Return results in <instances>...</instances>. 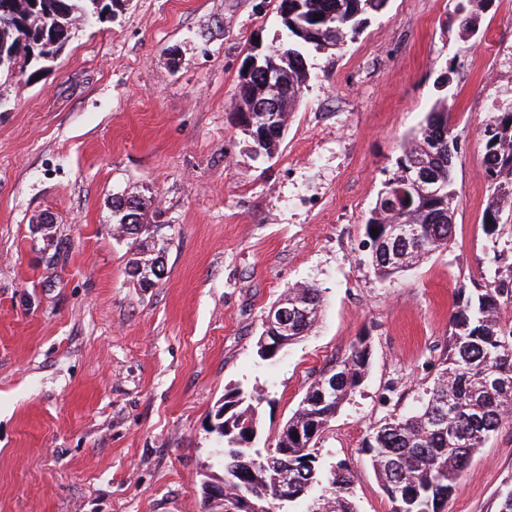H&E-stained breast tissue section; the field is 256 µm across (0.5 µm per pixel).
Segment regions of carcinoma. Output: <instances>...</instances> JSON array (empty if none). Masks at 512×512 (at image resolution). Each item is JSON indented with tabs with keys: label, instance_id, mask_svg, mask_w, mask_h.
Returning <instances> with one entry per match:
<instances>
[{
	"label": "carcinoma",
	"instance_id": "cac0c4a2",
	"mask_svg": "<svg viewBox=\"0 0 512 512\" xmlns=\"http://www.w3.org/2000/svg\"><path fill=\"white\" fill-rule=\"evenodd\" d=\"M277 13L286 31L284 39L258 59L249 75H240L233 113L235 126L257 155L271 156L287 127L286 117L300 100L307 78L308 49H340L347 32H356L366 16L386 0H277ZM462 27L476 34L478 10L486 0H469ZM98 0H0V43L13 52L14 71H0V80L23 76L36 79L40 65L29 62L26 20L35 15L49 30L76 34L77 24L96 14ZM276 68L284 91L280 111L255 112L263 95L262 67ZM484 174L492 188L487 208L486 233L497 234L512 223V109L496 112L482 130ZM395 168L382 183L370 211L365 235L373 246L371 264L387 279L447 247L455 227L453 135L448 100L435 103L425 123L399 146ZM424 165L431 177L427 194L412 196L407 211L391 207L396 188ZM141 208L136 231L126 230L123 201L112 199V224L118 236L136 244L140 227L159 232L152 224L156 212ZM377 230L372 236L371 230ZM456 311L448 328V347L427 398L414 412L395 415L370 427L363 448L378 474L391 512H444L457 491L472 454L484 446L502 424L511 419L512 324L501 323L499 310L512 304V278L482 279L456 288ZM302 297L311 315L290 325L288 344L307 336L322 312L321 291L313 285H292L284 299ZM372 356L366 338L357 340L348 354L316 380L283 426L275 447L268 450L249 443L244 424L260 427L261 396L240 388L224 394V406L238 408L215 426L224 437V512H357L352 497L353 473L343 464L327 470L315 445L351 393L364 382ZM288 478V499L279 498L277 480Z\"/></svg>",
	"mask_w": 512,
	"mask_h": 512
}]
</instances>
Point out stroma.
I'll return each instance as SVG.
<instances>
[{
    "label": "stroma",
    "instance_id": "stroma-1",
    "mask_svg": "<svg viewBox=\"0 0 512 512\" xmlns=\"http://www.w3.org/2000/svg\"><path fill=\"white\" fill-rule=\"evenodd\" d=\"M459 0H387L309 79L272 156L233 124L275 0H124L35 81L0 82V512H222L212 423L234 387L264 393L271 447L311 384L368 337L371 364L318 443L355 476L358 512H390L362 444L413 410L448 344L454 291L512 263L485 229L481 129L512 103V0L462 37ZM458 154L445 249L379 279L364 224L399 145L440 99ZM159 211L167 276L139 287L112 199ZM317 286L319 327L271 362L262 316ZM512 422L478 449L444 512H496Z\"/></svg>",
    "mask_w": 512,
    "mask_h": 512
}]
</instances>
